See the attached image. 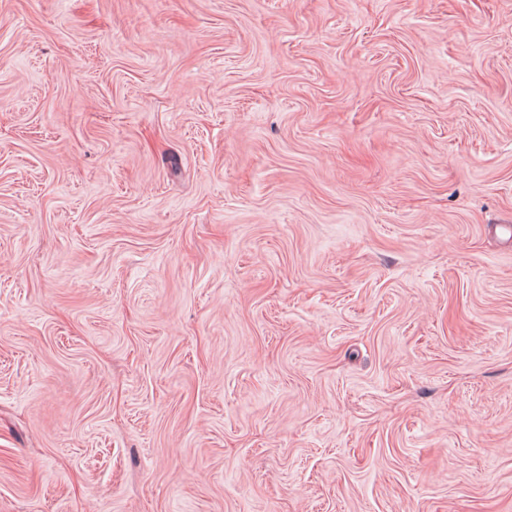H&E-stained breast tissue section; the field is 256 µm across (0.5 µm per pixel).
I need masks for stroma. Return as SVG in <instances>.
<instances>
[{
  "mask_svg": "<svg viewBox=\"0 0 512 512\" xmlns=\"http://www.w3.org/2000/svg\"><path fill=\"white\" fill-rule=\"evenodd\" d=\"M0 512H512V0H0Z\"/></svg>",
  "mask_w": 512,
  "mask_h": 512,
  "instance_id": "35a3bbf8",
  "label": "stroma"
}]
</instances>
